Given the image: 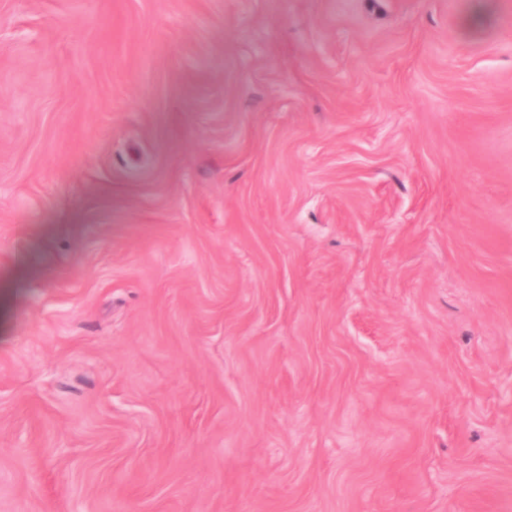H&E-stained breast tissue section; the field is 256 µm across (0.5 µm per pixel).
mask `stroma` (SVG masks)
I'll use <instances>...</instances> for the list:
<instances>
[{"label":"stroma","instance_id":"1","mask_svg":"<svg viewBox=\"0 0 512 512\" xmlns=\"http://www.w3.org/2000/svg\"><path fill=\"white\" fill-rule=\"evenodd\" d=\"M0 0V512H512V0Z\"/></svg>","mask_w":512,"mask_h":512}]
</instances>
